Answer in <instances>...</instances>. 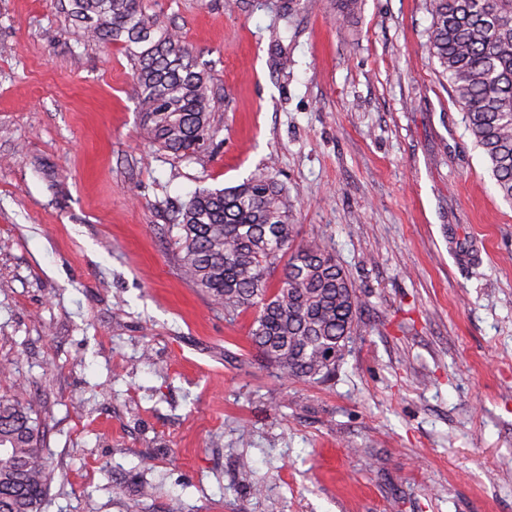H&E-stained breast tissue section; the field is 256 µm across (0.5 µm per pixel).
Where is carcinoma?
Listing matches in <instances>:
<instances>
[{"instance_id":"cac0c4a2","label":"carcinoma","mask_w":512,"mask_h":512,"mask_svg":"<svg viewBox=\"0 0 512 512\" xmlns=\"http://www.w3.org/2000/svg\"><path fill=\"white\" fill-rule=\"evenodd\" d=\"M147 0H68L84 42L123 45L141 134L190 158L214 139L218 99L179 32ZM430 50L503 199L512 201V0H428ZM182 276L230 324L255 316L247 340L279 377L336 376L362 303L329 243L296 241L288 189L261 168L241 184L194 192L175 218ZM14 394L0 396V512H46L47 448L26 381L1 362Z\"/></svg>"}]
</instances>
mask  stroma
<instances>
[{
    "mask_svg": "<svg viewBox=\"0 0 512 512\" xmlns=\"http://www.w3.org/2000/svg\"><path fill=\"white\" fill-rule=\"evenodd\" d=\"M225 2L151 0L221 101L187 160L141 139L121 45L0 0V361L45 426L46 512H512V203L428 0L344 25L336 0ZM263 165L365 302L326 384L276 377L252 313L226 322L177 267L190 194Z\"/></svg>",
    "mask_w": 512,
    "mask_h": 512,
    "instance_id": "1",
    "label": "stroma"
}]
</instances>
